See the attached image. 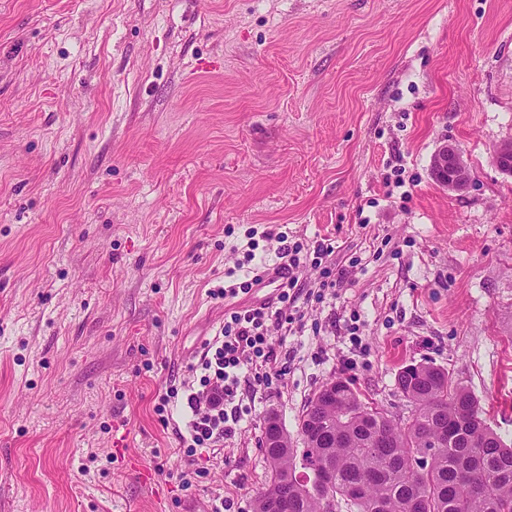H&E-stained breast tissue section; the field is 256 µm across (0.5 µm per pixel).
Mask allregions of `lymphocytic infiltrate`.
I'll return each instance as SVG.
<instances>
[{
	"mask_svg": "<svg viewBox=\"0 0 512 512\" xmlns=\"http://www.w3.org/2000/svg\"><path fill=\"white\" fill-rule=\"evenodd\" d=\"M300 292L298 279L291 274L279 285L277 304L260 303L236 311L232 325L205 340L197 361L187 366L186 379L160 396L157 414H164L174 402L184 409L185 424L178 439L188 458L213 453L235 435L248 411L240 401L242 383L268 380L267 373L255 368V359L273 365L277 376L287 375V365L277 362L269 328L294 322L287 304L296 301Z\"/></svg>",
	"mask_w": 512,
	"mask_h": 512,
	"instance_id": "1",
	"label": "lymphocytic infiltrate"
}]
</instances>
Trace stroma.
I'll return each instance as SVG.
<instances>
[{"label":"stroma","mask_w":512,"mask_h":512,"mask_svg":"<svg viewBox=\"0 0 512 512\" xmlns=\"http://www.w3.org/2000/svg\"><path fill=\"white\" fill-rule=\"evenodd\" d=\"M508 138L512 0H0V512H253L268 414L300 447L338 375L405 412L410 362L511 442ZM446 142L465 192L431 175ZM282 232L302 247L301 327L271 332L288 373L243 385L235 436L189 462L157 398L275 301ZM432 177L451 193H461L472 184V171L462 152L451 143H444L431 159Z\"/></svg>","instance_id":"1"}]
</instances>
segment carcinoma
<instances>
[{"label": "carcinoma", "mask_w": 512, "mask_h": 512, "mask_svg": "<svg viewBox=\"0 0 512 512\" xmlns=\"http://www.w3.org/2000/svg\"><path fill=\"white\" fill-rule=\"evenodd\" d=\"M330 381L342 398L317 411L334 421L336 440H311L300 456L286 442L264 449L271 477L255 512L284 494L288 512H325L326 496L335 512H512V443L487 425L477 398L447 370L422 364L398 372L406 416L363 400L340 376ZM432 429L448 430V445L433 452L425 437ZM299 460L331 468L336 483L315 494L290 481Z\"/></svg>", "instance_id": "cac0c4a2"}]
</instances>
